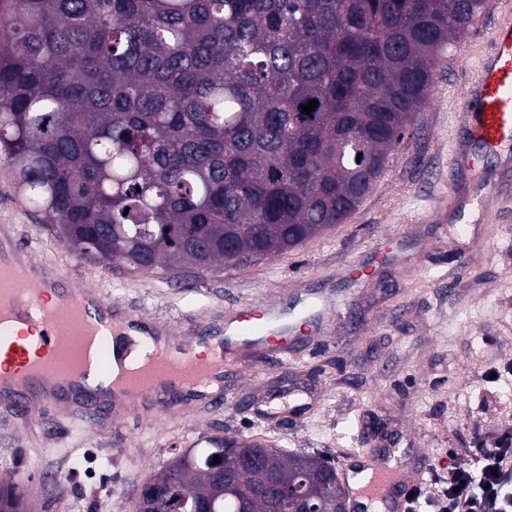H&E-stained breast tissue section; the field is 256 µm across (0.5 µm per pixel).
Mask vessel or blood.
Returning <instances> with one entry per match:
<instances>
[{
    "mask_svg": "<svg viewBox=\"0 0 512 512\" xmlns=\"http://www.w3.org/2000/svg\"><path fill=\"white\" fill-rule=\"evenodd\" d=\"M465 137L448 153L449 190L459 170L478 169L485 157L512 144V0H496L488 44L464 89ZM401 259L398 241L377 252L375 263ZM372 263V264H375ZM372 264H351V282ZM302 316L288 322L275 303L232 309L216 337L176 335L167 322L107 301L87 284L74 285L29 260L25 249L0 238V405L30 421L67 405L97 426L121 412L167 416L180 397L212 392L240 352L277 348L306 328L327 329L331 303L302 294ZM350 512H407L409 492L426 464L405 470L390 455L359 448L338 462Z\"/></svg>",
    "mask_w": 512,
    "mask_h": 512,
    "instance_id": "obj_1",
    "label": "vessel or blood"
}]
</instances>
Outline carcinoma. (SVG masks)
Instances as JSON below:
<instances>
[{
    "instance_id": "1",
    "label": "carcinoma",
    "mask_w": 512,
    "mask_h": 512,
    "mask_svg": "<svg viewBox=\"0 0 512 512\" xmlns=\"http://www.w3.org/2000/svg\"><path fill=\"white\" fill-rule=\"evenodd\" d=\"M484 0H0V156L68 247L132 270L271 257L342 223L428 103ZM316 100L310 114L302 107ZM284 486L331 466L259 441ZM215 442L151 479L269 512Z\"/></svg>"
}]
</instances>
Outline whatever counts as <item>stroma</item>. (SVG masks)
Returning <instances> with one entry per match:
<instances>
[{"label":"stroma","instance_id":"stroma-1","mask_svg":"<svg viewBox=\"0 0 512 512\" xmlns=\"http://www.w3.org/2000/svg\"><path fill=\"white\" fill-rule=\"evenodd\" d=\"M494 0L433 73L428 104L371 191L342 224L277 256L171 277L125 264H92L70 249L18 195L0 158V226L49 272L101 290L109 301L201 336L224 332V311L248 303L291 306L294 292L347 297L312 342L281 355L246 353L224 378V405L200 413L186 401L170 416H117L102 432L63 410L23 425L0 410V476H22L29 512H135L140 480L201 435L237 436L330 462L363 446L395 448L405 467L425 458L448 468V451L474 433L493 440L512 404V210H472L476 247L460 259L448 152L463 136L464 85L490 36ZM404 233L403 263L370 279L346 265Z\"/></svg>","mask_w":512,"mask_h":512}]
</instances>
